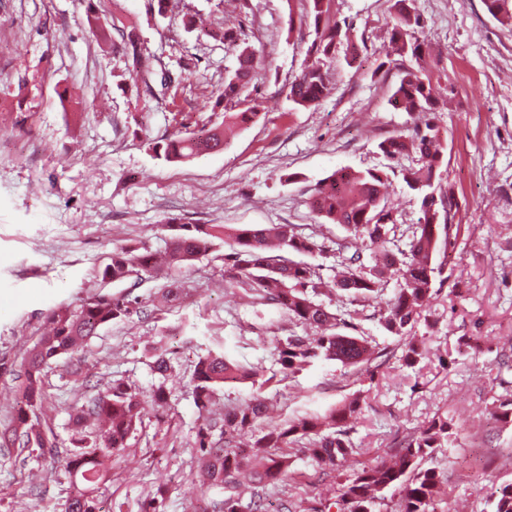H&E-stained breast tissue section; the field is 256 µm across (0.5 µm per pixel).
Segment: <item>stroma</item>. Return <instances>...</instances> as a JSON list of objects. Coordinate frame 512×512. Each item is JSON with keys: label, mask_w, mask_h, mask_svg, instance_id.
Returning a JSON list of instances; mask_svg holds the SVG:
<instances>
[{"label": "stroma", "mask_w": 512, "mask_h": 512, "mask_svg": "<svg viewBox=\"0 0 512 512\" xmlns=\"http://www.w3.org/2000/svg\"><path fill=\"white\" fill-rule=\"evenodd\" d=\"M395 0H333L328 22L349 21L359 47L349 60L338 45L326 63L331 90L307 108L295 106L288 84L301 71L315 37L308 0H177L158 15L156 0H0V425L17 401L26 349L46 329L45 316L100 290L98 269L114 251L134 247L163 254L172 224H225L248 229L290 224L311 238L306 260L330 278L346 232L324 224L310 208L314 185L339 169L389 172L387 203L395 223L415 224L418 199L378 144L410 134L420 115L393 109L389 97L409 58L384 37ZM434 52L425 66L447 101L431 119L445 139L441 178L454 186L463 230L448 265L451 295L428 305L431 326H418L427 353L416 369L400 361L397 339L380 324L382 302L364 306L360 332L390 357L375 382L322 360L295 378L258 387L228 383L217 407L262 396L283 419L322 415L349 396L360 400L352 438L359 458L384 455L397 438L446 416L454 427L432 466L446 488L436 512H481L491 486L512 482V423L490 412L491 395L512 371L498 374L491 342L512 338V27L500 25L482 0H413ZM141 31V51L174 80L163 92L135 93L125 58L98 42L89 16ZM202 18L187 30L188 17ZM241 27L265 60L235 109L256 121L225 127L222 151L168 163L155 141L224 125L213 94L236 65L214 34ZM70 89L77 111L61 104ZM176 306L153 299L170 283ZM137 313L99 330L78 354L83 377L114 379L150 390L153 346H163L173 370L164 406L146 405L127 448L112 458V480L99 495L106 512H141L147 495L165 489V512H195L196 424L193 365L211 350L250 366L276 367L278 338L289 324L270 305L253 304L224 284V244L193 264L166 269L133 290ZM447 366H440V358ZM83 377L66 360L44 371V390L60 442H68V408L82 398ZM36 459L0 449V512H55L70 491L65 474L32 482ZM330 477L301 453L288 458L285 482L266 485V503L324 495Z\"/></svg>", "instance_id": "35a3bbf8"}]
</instances>
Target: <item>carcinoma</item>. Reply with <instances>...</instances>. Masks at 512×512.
<instances>
[{"mask_svg": "<svg viewBox=\"0 0 512 512\" xmlns=\"http://www.w3.org/2000/svg\"><path fill=\"white\" fill-rule=\"evenodd\" d=\"M309 16L314 20L316 39L307 50L301 73L288 86V96L298 107L307 108L329 92L325 61L335 58L336 44L342 42L356 56L358 46L351 39L352 25L323 24L332 0H308ZM408 0H395L396 11L391 21L390 44L393 51L415 59L417 67L404 72L389 103L396 110L426 114L436 110L429 71L423 66L431 55V47L421 40L423 22L406 5ZM487 12L501 25L512 26V0H483ZM97 37L112 43L121 52L135 75V85L153 91L152 81L160 78L166 87L164 72L140 51L139 30L135 26L95 24ZM224 45L238 53V67L224 79L216 102L235 103L251 83L260 51L241 39L239 30L224 29ZM224 149V131L214 127L203 135L177 136L156 153L167 162H188ZM385 157L398 161L412 153L419 155L420 165L402 169L403 181L421 199L417 223L401 229L394 223L386 205L383 188L388 181L384 171L338 170L313 189L311 207L316 216L329 224L342 226L349 240L340 244L351 248V241L362 240L377 247L364 258L356 248L340 261V270L333 281L336 294L352 302H376L381 299L388 281H395L393 295L385 301L381 326L397 337L401 360L408 368L415 367L424 356L422 341L415 327L430 326L426 308L435 285L448 280L447 263L437 261L455 249L461 225L455 223L458 202L454 188L439 181L437 171L444 162L445 147L439 128L430 120L405 136L394 134L379 143ZM224 242L230 252L224 254V279L243 288L251 281L259 284L261 299L276 305L288 323L304 331H290L278 343L277 364L280 374L267 375L258 367L245 368L210 351L198 357L192 374L194 403L207 413L197 427V459L203 462L200 491L214 488L224 492V499L213 503L217 512H262V495L256 491L243 503L238 474L243 462L232 461L233 445L261 420L268 418L265 400L255 398L211 416L209 408L216 392L228 380L279 382V377L295 375L320 359L335 360L356 370L359 377L375 381L385 349L367 336H356L355 317L348 311L340 313L318 300L323 282L312 266L301 256L313 253L315 244L294 232L289 224L257 225L235 230L222 224H180L170 238L166 264L181 267L206 252L214 240ZM156 268L153 256L132 248L112 253L111 263L98 271L104 283H122L129 279L137 286ZM137 300L128 293L102 292L86 298L81 304L63 306L49 311V331L44 334L23 361V379L18 387L21 405L12 416L10 438L18 449L46 463L53 477L63 468L70 478L72 490L65 512H101L96 490L108 478L114 451L126 447L127 440L142 423L144 406H157L167 400L166 382L171 366L163 347H153L154 370L161 380L150 392H141L123 383H108L88 397L73 417L70 445L57 440L43 419L46 397L43 371L52 361L70 356L105 325L124 320L133 312ZM351 333H345V330ZM492 413L506 423L512 422V392L504 389L492 396ZM361 407L359 400L349 398L324 416L305 417L270 425L257 438L253 447L264 449L263 470L255 480H282L288 457L285 450H297L324 473L336 469L358 455L351 438L350 422ZM452 426L448 418L437 415L391 449L389 456L362 464L350 470L338 483L337 495L329 506L336 512H378L377 506L390 492L399 498L397 512H435L434 502L442 492L441 472L425 463L436 449L448 445ZM485 504L490 512H512V483L491 487Z\"/></svg>", "mask_w": 512, "mask_h": 512, "instance_id": "cac0c4a2", "label": "carcinoma"}]
</instances>
